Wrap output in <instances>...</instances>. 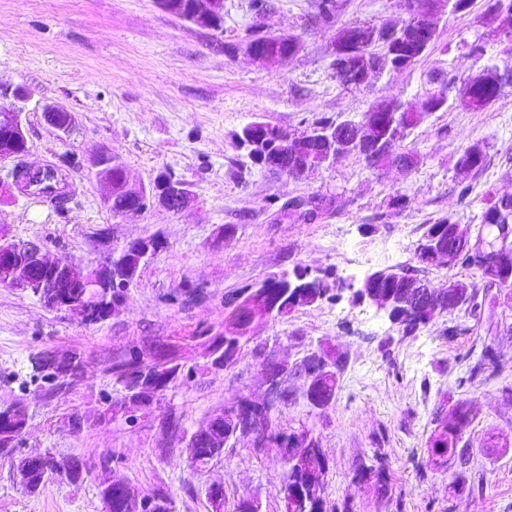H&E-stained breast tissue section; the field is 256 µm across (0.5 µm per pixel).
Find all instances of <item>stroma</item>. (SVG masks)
I'll return each mask as SVG.
<instances>
[{"label":"stroma","instance_id":"stroma-1","mask_svg":"<svg viewBox=\"0 0 512 512\" xmlns=\"http://www.w3.org/2000/svg\"><path fill=\"white\" fill-rule=\"evenodd\" d=\"M265 25L299 37L296 56L275 67L257 66L243 49L255 22L251 0H224V36L165 12L158 0H0V83L33 93L27 117L25 165L63 168L69 196L64 213L35 194L0 191V233L40 243L52 257L79 268L96 266L106 250L160 236L166 247L141 267L123 311L91 326L63 310L44 307L24 290L0 286V405L26 407L22 439L0 454V512H104L102 485L123 481L135 495L163 492L174 512H212L209 486L224 488L223 512L256 495L261 512H285L282 486L288 466L277 448H255L239 438L204 465L191 462L192 433L239 397L267 394L260 366L266 358L298 364L327 350L344 357L336 400L313 409L302 378L289 377L287 403L275 417L288 432L311 430L329 461L326 512L350 503L353 512H512V308L496 304L487 289L481 317L458 311L405 336L384 311L353 304L348 292L278 320L254 324L234 365L207 366L192 337L223 329L231 292L294 266L330 271L361 281L373 271L399 266L444 288L463 270L423 269L414 258L425 224L448 216L477 224L486 189L512 196V89L491 106L471 110L450 101L447 111L424 118L406 145L416 168L371 169L359 158H336L317 173L291 178L254 168L233 135L255 119L288 131L313 119H359L372 104L415 102L429 77H454L456 86L482 66L469 45L483 41L486 58L506 59V46L489 36L482 4L452 15L436 4L437 40L412 68L372 76L348 91L332 75L333 33L316 20L317 0H274ZM401 0H339L338 22L403 23ZM61 105L76 122L67 137L46 124L42 109ZM480 141L487 164L479 172L455 167L462 146ZM106 150L132 183H149L160 171L189 182L197 196L184 212L146 210L129 220L103 205L102 182L92 151ZM470 185L471 204L460 203L458 183ZM333 192L337 208L312 224L278 220L272 200ZM408 200L391 206L394 195ZM375 225L366 234L362 225ZM191 291L186 302L176 294ZM165 340L179 345L193 376L151 406L122 412L123 391L107 366L129 345ZM494 344L499 362L488 381L459 387L483 344ZM44 350L81 352L83 373L66 392L36 390L30 359ZM471 399L476 416L466 436L465 459L434 466L427 441L438 405ZM176 414L179 425L163 430ZM82 425L72 428L71 416ZM51 452L78 458L83 479L57 478L38 493L25 492L16 472L20 457ZM383 452L391 474L390 496L376 491L374 476L357 477ZM111 467H103L104 459ZM483 476L475 487V476Z\"/></svg>","mask_w":512,"mask_h":512}]
</instances>
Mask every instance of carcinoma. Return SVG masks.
<instances>
[{"label": "carcinoma", "instance_id": "obj_1", "mask_svg": "<svg viewBox=\"0 0 512 512\" xmlns=\"http://www.w3.org/2000/svg\"><path fill=\"white\" fill-rule=\"evenodd\" d=\"M193 0H176L177 6L168 13L180 20L196 23L192 12ZM216 23L210 26L214 32L217 44H222L221 36L224 31V0H214ZM337 0H318L317 22L330 30L336 29L334 45L338 46L343 40H348L351 51L346 55H336L331 62V70L336 81L345 89H359L364 86L359 75L365 69L383 66L386 56L391 52L394 42H379L373 36L374 29L390 30L392 26L374 24H347L337 26ZM512 14V0H485L483 18L491 26L490 32L512 43V24L505 13ZM420 25L402 29L403 40L399 55L401 59H409V63L396 66L393 72L400 73L413 66L435 45V40L426 38L419 41L417 30ZM247 40L270 53H278L286 48L285 40L279 35L264 29L262 23H257L249 31ZM438 87L426 94L422 103L404 104L400 101L380 102L373 104L361 115L363 123L360 126L354 122H338L330 117L322 116L313 120L300 133H291L268 121L257 118L242 127L235 135L236 147L246 154L259 153L267 143L266 136L272 131L278 132L276 150L280 153L279 167L290 177H298L302 173L301 165L306 164L317 170L327 159L328 148L325 140L334 139L349 151L362 158L369 167L379 169L386 166H396L410 171L417 166L419 159L405 150L403 142L411 129L419 124L427 115L440 112L448 107V86L452 79L447 77L432 78ZM512 88V63L504 65L490 63L484 65L476 75L471 77L463 88L466 106L473 110H481L491 105L506 88ZM487 153L485 146L473 142L465 146L458 155L456 168L478 172L485 167ZM46 184L39 187L45 198L61 209L64 198L52 186L55 175L45 173ZM337 195L333 193H314L305 197L292 198L278 207V214L283 218H297L311 224L334 211ZM481 223L475 225L477 234L487 237L485 252L487 266L482 267L472 261L468 253V244L463 241L466 236L459 224L449 217H441L431 224L425 225L417 248L429 251L425 266L446 267L454 269L461 267L470 273L473 279L487 281L489 267L494 265V257L499 247L512 244V196L498 195L491 189L484 192L481 200ZM105 207L114 216L129 218L139 209V203L124 192H115L105 203ZM140 266L132 264L129 267L120 262L112 264V268L94 267L88 271V288L78 289L75 304L71 306L72 313L83 325L97 324L112 316H117L123 310L127 301V290L134 283ZM372 290L381 295L389 294L398 302H407L409 309L401 312L395 318V325L403 335H411L420 327L433 320L450 314L459 309L477 315L484 301L479 299L475 282L461 279H448V287L440 290L426 288L423 280L413 276L407 268L381 269L371 274ZM337 280L325 271L312 274L304 267H296L288 273L277 277H269L256 285H248L239 289L229 297L233 302L242 298L244 302L260 301L269 307L271 318L290 315L300 309L335 297ZM204 347L213 360L223 367L235 363L241 349V343L222 332L211 333L209 329L200 330L193 337ZM141 345L132 344L125 352L112 360L107 371L112 375L115 384L124 390L123 406L129 409L133 406L145 407L157 400L170 388L164 378L176 371L179 382L184 383L190 375L184 373L181 349L173 347L172 355L167 360L147 361L140 358ZM497 352L493 345L483 347L477 363L470 368L468 376L458 380V384L473 383L478 373L487 366L497 364ZM31 378L35 382L46 383L49 390L61 393L66 390V379L78 375L75 369L63 374H52L46 366L38 363V356L31 358ZM302 368L309 371L312 378L307 389L309 404L318 410H326L335 401L339 378L344 370V363L330 353H312L302 361ZM6 414L10 415L14 437L0 438V453H9L16 447L27 424V414L23 406L10 404L4 406ZM455 418L436 425L427 441L428 454L433 464L440 465L451 458H464L466 448L462 446L464 437L473 422L474 414L467 400H460L454 406ZM253 422L259 431L260 438H270L277 442V447L284 449L289 456L315 453L320 449V443L314 439L306 446H292L290 439L294 434H285L275 423L273 406L262 405L259 410H252ZM224 453V439L214 441L210 438H195V446L190 448L191 461L206 462ZM19 482L24 489L32 494L48 480V476L39 467L26 472L23 466L17 467ZM324 476L325 473L306 467H295L288 470L289 497L295 507L288 512H323L324 507ZM116 489H102L100 496L106 512H172L171 500L162 494H149L140 499V507L135 509L125 503V496L119 493L124 486L120 481L112 482Z\"/></svg>", "mask_w": 512, "mask_h": 512}]
</instances>
